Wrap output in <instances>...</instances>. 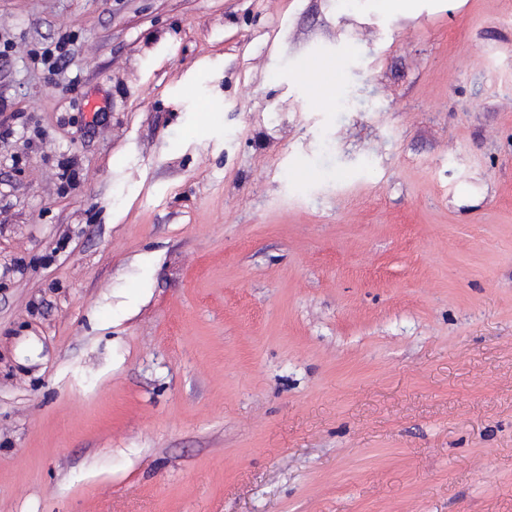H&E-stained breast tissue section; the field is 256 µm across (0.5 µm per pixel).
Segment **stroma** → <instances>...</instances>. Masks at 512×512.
<instances>
[{
	"label": "stroma",
	"instance_id": "obj_1",
	"mask_svg": "<svg viewBox=\"0 0 512 512\" xmlns=\"http://www.w3.org/2000/svg\"><path fill=\"white\" fill-rule=\"evenodd\" d=\"M415 4L0 0V512H512V0Z\"/></svg>",
	"mask_w": 512,
	"mask_h": 512
}]
</instances>
